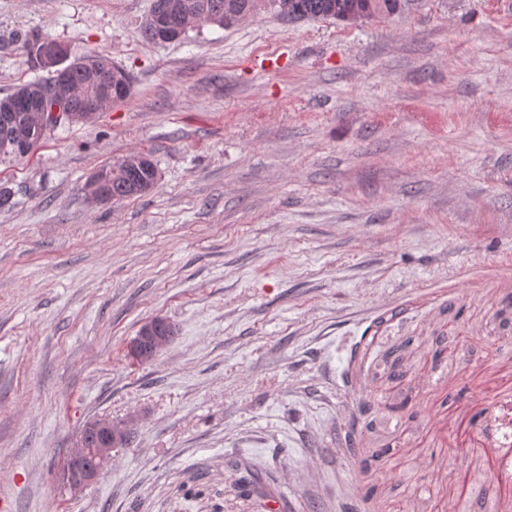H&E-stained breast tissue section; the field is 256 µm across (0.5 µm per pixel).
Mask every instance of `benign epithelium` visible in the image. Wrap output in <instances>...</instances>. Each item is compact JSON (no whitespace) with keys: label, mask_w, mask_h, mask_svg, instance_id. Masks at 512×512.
Here are the masks:
<instances>
[{"label":"benign epithelium","mask_w":512,"mask_h":512,"mask_svg":"<svg viewBox=\"0 0 512 512\" xmlns=\"http://www.w3.org/2000/svg\"><path fill=\"white\" fill-rule=\"evenodd\" d=\"M63 53L55 44H43L38 55L42 64L57 67ZM173 334V325L164 317L156 316L144 321L137 335L129 342L128 352L141 361L154 359L167 347ZM127 430L112 426V421L99 418L91 421L87 430L80 434L76 448L68 455L66 465L61 469L59 482L78 491L98 479L112 457V449L120 447Z\"/></svg>","instance_id":"benign-epithelium-1"}]
</instances>
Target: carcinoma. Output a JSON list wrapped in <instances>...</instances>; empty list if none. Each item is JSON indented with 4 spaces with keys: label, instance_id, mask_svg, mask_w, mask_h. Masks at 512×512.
I'll use <instances>...</instances> for the list:
<instances>
[{
    "label": "carcinoma",
    "instance_id": "1",
    "mask_svg": "<svg viewBox=\"0 0 512 512\" xmlns=\"http://www.w3.org/2000/svg\"><path fill=\"white\" fill-rule=\"evenodd\" d=\"M277 0H152L151 9L143 24V34L147 41L154 43H171L180 40L184 33L167 21L168 6L177 4L185 6L192 14L189 22L195 26L215 24L231 27L228 13L233 11L245 20L262 12L279 14ZM290 13L288 21L304 19L345 18L355 5L362 0H288ZM409 0H371L375 15L390 16L402 12ZM64 75L67 97L62 111L55 119L45 124L40 120L43 102L34 98L22 100L21 89L34 88L38 91L53 85L58 74ZM109 80L114 85L115 96L119 100L128 98L132 90L129 74L111 59L99 55H87L62 62L61 66L48 70V76L18 85V89L0 98V163L23 159L28 156L51 131L72 124L71 113H81L88 99L96 97V87ZM30 128L31 135L26 147L13 143L11 129L15 125ZM137 161L135 168L126 172L123 166L127 159ZM112 165L99 168L96 174L109 185V200L117 201L132 198L152 190L158 181V171L144 154H131Z\"/></svg>",
    "mask_w": 512,
    "mask_h": 512
}]
</instances>
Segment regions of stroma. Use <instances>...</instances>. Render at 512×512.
<instances>
[{
    "label": "stroma",
    "instance_id": "35a3bbf8",
    "mask_svg": "<svg viewBox=\"0 0 512 512\" xmlns=\"http://www.w3.org/2000/svg\"><path fill=\"white\" fill-rule=\"evenodd\" d=\"M151 2L0 0V98L39 77L31 38L133 82L0 164V502L512 512V0L164 44ZM132 153L156 187L91 202ZM155 316L177 335L133 363ZM94 418L130 439L74 493L55 474Z\"/></svg>",
    "mask_w": 512,
    "mask_h": 512
}]
</instances>
